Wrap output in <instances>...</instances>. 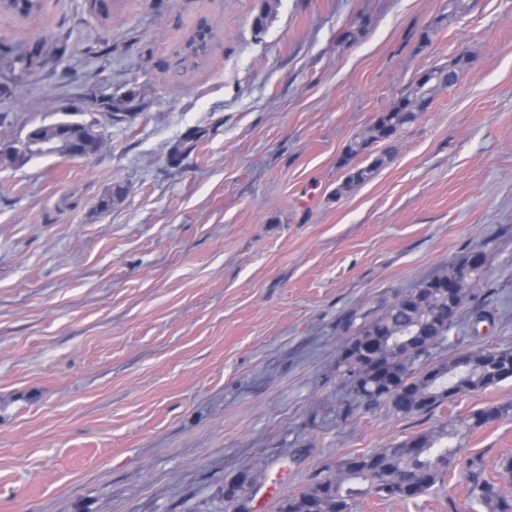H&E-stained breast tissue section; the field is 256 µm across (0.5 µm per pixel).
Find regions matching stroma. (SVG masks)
<instances>
[{"mask_svg": "<svg viewBox=\"0 0 512 512\" xmlns=\"http://www.w3.org/2000/svg\"><path fill=\"white\" fill-rule=\"evenodd\" d=\"M469 3L452 19L448 0L0 13V141L58 121L105 139L87 160L0 155V512H233L243 471L258 476L251 512H277L348 455L512 401L507 380L408 417H346L336 375L349 312L475 250L495 320L452 329L434 358L512 347V0ZM203 19L209 54L180 69ZM37 44L15 80L12 48ZM460 57L461 81L374 144L390 162L339 193L352 136ZM464 451L499 480L512 418ZM356 512L486 510L454 472Z\"/></svg>", "mask_w": 512, "mask_h": 512, "instance_id": "35a3bbf8", "label": "stroma"}]
</instances>
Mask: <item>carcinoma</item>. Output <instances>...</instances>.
Masks as SVG:
<instances>
[{
	"label": "carcinoma",
	"mask_w": 512,
	"mask_h": 512,
	"mask_svg": "<svg viewBox=\"0 0 512 512\" xmlns=\"http://www.w3.org/2000/svg\"><path fill=\"white\" fill-rule=\"evenodd\" d=\"M40 0H4L0 10L27 18L40 11ZM210 31L197 29L188 39L179 64L195 67L208 52ZM463 59L432 68L436 80L412 83L388 111L348 142L342 163L364 154L369 162L348 169L341 186L351 190L371 181L389 155L370 153V147L415 122L418 99L433 97L447 88L448 72H461ZM487 256L469 252L447 270L420 280L413 288L381 298L375 307L351 311L343 329L350 333L338 357L336 371L354 392L358 403L371 409L385 405L397 414L428 411L462 395L480 392L512 379V348L484 347L433 361L448 333L461 322L467 305L475 321L489 319L481 282ZM469 270L464 286L448 298V281ZM512 418V402L476 410L455 423L394 442L384 448L348 457V467L302 491L284 497L279 512H355L358 501L376 494L383 498L414 499L444 482L448 471L461 467L471 493L488 512H509L512 504L500 485L484 478L479 459L462 460L461 441L488 421Z\"/></svg>",
	"instance_id": "cac0c4a2"
}]
</instances>
